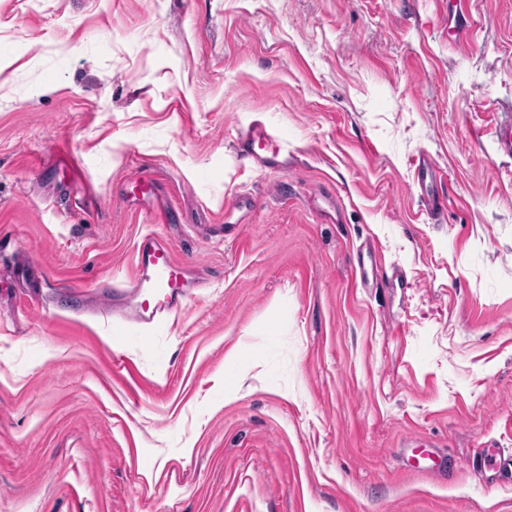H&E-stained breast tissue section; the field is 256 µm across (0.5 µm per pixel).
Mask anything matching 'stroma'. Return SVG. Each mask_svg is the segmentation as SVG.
Instances as JSON below:
<instances>
[{
	"label": "stroma",
	"mask_w": 512,
	"mask_h": 512,
	"mask_svg": "<svg viewBox=\"0 0 512 512\" xmlns=\"http://www.w3.org/2000/svg\"><path fill=\"white\" fill-rule=\"evenodd\" d=\"M511 120L512 0H0V512H512ZM148 229L155 328L102 311ZM287 140L262 120H254L238 137L239 148L261 168H271ZM415 183L420 187V201L426 213L437 216L446 209V200L436 190L444 176V170L428 154L423 153L415 161ZM133 271L127 288L112 291L123 319L161 324L193 288L184 263L170 243L155 232L141 234L134 245Z\"/></svg>",
	"instance_id": "obj_1"
}]
</instances>
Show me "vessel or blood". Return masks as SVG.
I'll list each match as a JSON object with an SVG mask.
<instances>
[{
    "mask_svg": "<svg viewBox=\"0 0 512 512\" xmlns=\"http://www.w3.org/2000/svg\"><path fill=\"white\" fill-rule=\"evenodd\" d=\"M285 144L284 137L262 120H254L238 137V145L259 167L276 164ZM443 169L429 154L415 162L414 176L420 187V201L426 213L437 216L446 200L436 190ZM192 282L184 263L170 243L154 232L141 234L134 245L133 271L129 285L115 289L112 301L123 319L141 324L163 323L187 298Z\"/></svg>",
    "mask_w": 512,
    "mask_h": 512,
    "instance_id": "obj_1",
    "label": "vessel or blood"
}]
</instances>
